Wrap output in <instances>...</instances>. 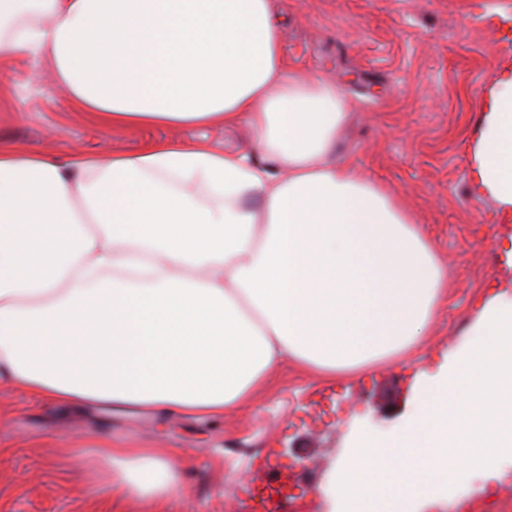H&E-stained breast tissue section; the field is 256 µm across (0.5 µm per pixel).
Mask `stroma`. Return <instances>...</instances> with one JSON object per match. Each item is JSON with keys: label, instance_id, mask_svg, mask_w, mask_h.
<instances>
[{"label": "stroma", "instance_id": "stroma-1", "mask_svg": "<svg viewBox=\"0 0 512 512\" xmlns=\"http://www.w3.org/2000/svg\"><path fill=\"white\" fill-rule=\"evenodd\" d=\"M290 67L332 79L352 102L338 161L401 195L448 270L436 323L398 357L325 379L275 370L270 386L224 419L34 403L0 384V512H112V489L82 474L76 456L96 438L177 448L189 492L162 512H331L322 487L356 431L385 434L411 414L417 387L470 339L474 312L512 268L495 240L490 202L470 195L469 136L512 28V0H271ZM162 138L245 146L220 126L100 130L75 111L45 67L0 73V141L67 161L72 147L107 156ZM287 480L290 494L265 500Z\"/></svg>", "mask_w": 512, "mask_h": 512}]
</instances>
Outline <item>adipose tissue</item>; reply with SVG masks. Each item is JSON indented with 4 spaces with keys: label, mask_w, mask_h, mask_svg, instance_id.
<instances>
[{
    "label": "adipose tissue",
    "mask_w": 512,
    "mask_h": 512,
    "mask_svg": "<svg viewBox=\"0 0 512 512\" xmlns=\"http://www.w3.org/2000/svg\"><path fill=\"white\" fill-rule=\"evenodd\" d=\"M52 71L102 130L221 123L252 150L164 140L57 163L0 143V382L39 402L223 419L288 365L408 349L448 282L396 191L337 161L350 108L290 69L271 0H0V69ZM473 196L512 223V61L482 92ZM91 484L160 512L174 450L102 440Z\"/></svg>",
    "instance_id": "adipose-tissue-1"
}]
</instances>
